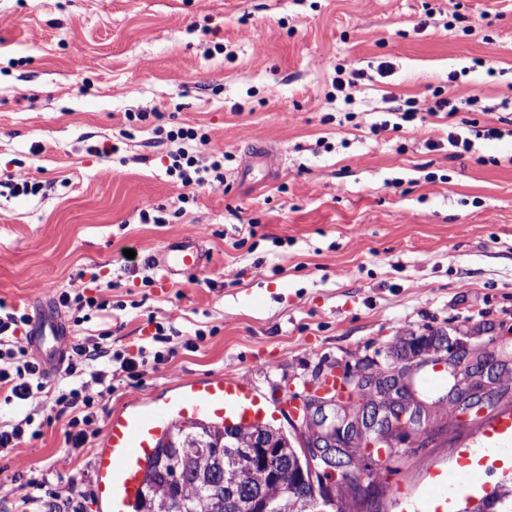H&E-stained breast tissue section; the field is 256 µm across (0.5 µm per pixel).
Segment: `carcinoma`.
Instances as JSON below:
<instances>
[{
	"instance_id": "obj_1",
	"label": "carcinoma",
	"mask_w": 512,
	"mask_h": 512,
	"mask_svg": "<svg viewBox=\"0 0 512 512\" xmlns=\"http://www.w3.org/2000/svg\"><path fill=\"white\" fill-rule=\"evenodd\" d=\"M273 445L270 466L281 479L267 482L250 469L247 452L237 448V436ZM307 467L288 438L267 425L228 430L208 422L184 421L169 430L158 449L138 501L136 512H225L232 497L262 493L268 512H319L313 486L294 480ZM512 512V495L483 496L472 512Z\"/></svg>"
}]
</instances>
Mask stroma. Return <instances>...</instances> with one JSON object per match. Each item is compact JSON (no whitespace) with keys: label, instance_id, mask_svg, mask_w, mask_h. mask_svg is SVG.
Returning <instances> with one entry per match:
<instances>
[{"label":"stroma","instance_id":"obj_1","mask_svg":"<svg viewBox=\"0 0 512 512\" xmlns=\"http://www.w3.org/2000/svg\"><path fill=\"white\" fill-rule=\"evenodd\" d=\"M340 64L369 81L338 93ZM452 83L476 103L398 123L393 99ZM181 126L226 154L223 183L186 203L166 173ZM264 147L268 184L237 182ZM25 180L37 194L14 192ZM148 204L166 223H142ZM199 230L209 266L160 291L151 255ZM71 288L117 305L72 335L106 327L133 354L161 324L174 354L113 377L81 454L56 420L0 455V512L35 473L92 485L108 418L133 400L222 372L264 395L298 447L308 428L283 397L361 366L416 368L431 408L423 432L357 448L352 474L379 512H425L435 477L512 410V0H0V301ZM435 335L495 354L502 376L481 379L495 406L464 420L448 385H426L436 354L409 345Z\"/></svg>","mask_w":512,"mask_h":512}]
</instances>
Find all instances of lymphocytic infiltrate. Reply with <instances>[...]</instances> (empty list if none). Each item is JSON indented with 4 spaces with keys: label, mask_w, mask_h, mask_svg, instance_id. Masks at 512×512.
I'll use <instances>...</instances> for the list:
<instances>
[{
    "label": "lymphocytic infiltrate",
    "mask_w": 512,
    "mask_h": 512,
    "mask_svg": "<svg viewBox=\"0 0 512 512\" xmlns=\"http://www.w3.org/2000/svg\"><path fill=\"white\" fill-rule=\"evenodd\" d=\"M473 97L465 93L443 95L434 92L424 103L405 100L393 108L401 120H413L417 112L436 116L442 112L456 113L460 104H473ZM169 140L198 141L208 147L211 162L200 166L189 150L181 148L170 156L166 171L174 176V185L180 188L181 202H188L186 187L208 186L224 180V150L212 145L207 135L191 129H178L168 134ZM29 316L26 311L5 307L0 302V398L11 402L26 401L37 408H49L56 418L64 422L67 447L80 450L86 447V428L98 414L97 397L112 390L115 372L130 371L152 362L163 361L159 344L168 342L164 327H157L152 340L140 345L136 356L113 349L110 331L90 337H74L66 353V363L59 371L55 385H47V372L42 364L27 350L14 344L16 332L26 330ZM29 492L22 501L20 512H84L82 496L76 495L75 480L67 484L51 481L44 475L30 476Z\"/></svg>",
    "instance_id": "f902f5d3"
}]
</instances>
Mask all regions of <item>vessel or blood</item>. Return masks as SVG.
<instances>
[{"mask_svg": "<svg viewBox=\"0 0 512 512\" xmlns=\"http://www.w3.org/2000/svg\"><path fill=\"white\" fill-rule=\"evenodd\" d=\"M151 261L165 282L201 271L208 264L203 232L168 242ZM29 334L43 367L50 372L61 368L70 330L51 301L36 305ZM174 416L246 427L263 422L267 407L252 387L216 373L201 381L183 382L162 402L135 405L111 415L94 460L95 493L102 512H132L143 488L146 465Z\"/></svg>", "mask_w": 512, "mask_h": 512, "instance_id": "1", "label": "vessel or blood"}]
</instances>
